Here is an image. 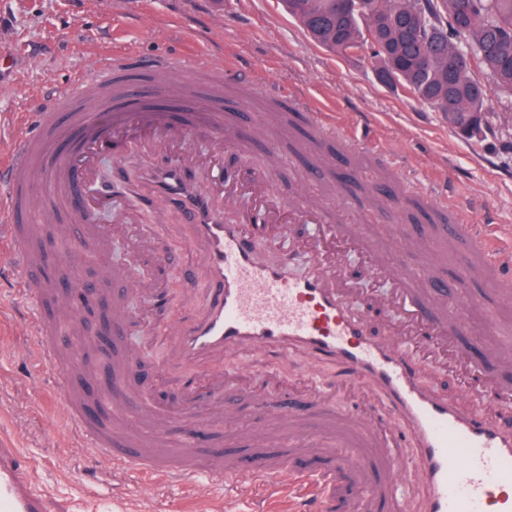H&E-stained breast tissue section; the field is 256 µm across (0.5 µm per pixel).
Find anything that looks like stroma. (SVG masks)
<instances>
[{"mask_svg":"<svg viewBox=\"0 0 512 512\" xmlns=\"http://www.w3.org/2000/svg\"><path fill=\"white\" fill-rule=\"evenodd\" d=\"M195 53L229 52L248 82L226 85L224 93L239 102L248 118L264 131L287 124L286 141H293L301 121L286 122L282 100L306 95L329 106L346 126L357 127L360 113H371L369 137L383 153L370 150L351 155L350 164L366 176L385 173L384 159L402 165L407 190L454 197L460 204L482 196L488 208L475 216L478 224L512 226V98L493 94L490 130L472 137L448 123L441 112L401 85L378 76V64L366 53L340 55L312 42L292 17L284 0H0V145L10 144L22 113L43 104L50 90L69 89L91 63L93 54L133 48L160 55L173 45ZM112 129V149L100 161L102 187L137 214L126 233L111 238L94 264L118 266L126 258L130 238L153 235L161 248L175 253L162 281L175 302L176 313L184 279L198 270V258L183 237L182 218L162 210L140 207L134 173L120 162L123 146L149 125V114L128 119L105 113ZM301 161L285 153L275 171L282 198L304 183L311 199L332 210L336 224L378 243L392 225L405 224L419 238L438 276L455 274L457 245L440 236L435 224L421 213L386 206L377 210L343 205L342 186L304 179ZM469 298L471 329L476 341L501 352L503 367L512 368V350L501 336L486 335L483 315L493 310L512 333V307L502 306L483 276H475ZM17 301L0 302V436L11 437L33 464L39 488L62 499L69 512H224L223 490L201 484L192 492L162 484L140 487L123 483L112 487L111 465L88 458L65 416L59 378L37 369L22 357L21 338L14 326ZM224 369L240 387L292 382L302 369L299 358L282 363L261 353L225 356ZM234 427L209 424L210 437L232 453H243L258 426L252 403L238 397ZM104 479L96 493H88L87 471Z\"/></svg>","mask_w":512,"mask_h":512,"instance_id":"obj_1","label":"stroma"}]
</instances>
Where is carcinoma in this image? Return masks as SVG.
Returning <instances> with one entry per match:
<instances>
[{
    "instance_id": "obj_1",
    "label": "carcinoma",
    "mask_w": 512,
    "mask_h": 512,
    "mask_svg": "<svg viewBox=\"0 0 512 512\" xmlns=\"http://www.w3.org/2000/svg\"><path fill=\"white\" fill-rule=\"evenodd\" d=\"M320 20L301 22L317 44L345 54L369 49L380 74L435 109L482 112L496 88L512 91V0H425L412 15L411 0H359L336 16L332 0H314ZM41 242L67 244L65 224L40 225Z\"/></svg>"
}]
</instances>
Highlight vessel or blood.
I'll return each mask as SVG.
<instances>
[{
    "label": "vessel or blood",
    "mask_w": 512,
    "mask_h": 512,
    "mask_svg": "<svg viewBox=\"0 0 512 512\" xmlns=\"http://www.w3.org/2000/svg\"><path fill=\"white\" fill-rule=\"evenodd\" d=\"M233 66L229 55L189 61L179 50L149 59L130 48L97 55L62 102L26 113L11 147L0 152V188L7 191L0 248L8 252L17 288L36 303L19 318L30 337L25 351L38 367L63 376L71 428L84 448L111 461L113 476L191 488L204 481L222 488L228 503L246 491L252 512H336L341 487L354 472L370 487L359 512H512V378L467 342L471 324L463 301L477 258L497 295L512 294V232L504 236L496 225L464 221L450 197L427 201L440 234L459 246L454 278L419 272L408 258L411 231L399 224L386 256L369 258L374 287H361L346 266L350 253L366 248L327 210L301 199L285 204L272 171L224 169V153L239 150L258 131L251 122L224 120V72ZM289 106L305 115L314 138L311 173L358 182L359 171L338 162L360 149L361 138L306 98ZM167 107L184 108L181 123L153 122L126 144L124 158L137 164L147 206L178 212L189 245L202 257L200 275L183 285L187 295L203 291L202 304L163 326L166 367L186 401L189 428L172 453L145 447L112 426L113 415L131 409L129 379L154 377L121 351L138 324L127 302L162 296L143 256L168 263L172 253L142 239L114 274L112 314L104 326L121 351L120 366L77 387L73 373L83 366L84 349L60 347L29 228L36 211L46 222L70 218L78 239L103 247V237L86 235L88 225L112 208L97 177L99 158L112 147L103 115ZM194 132L209 138L208 154L192 148ZM45 180L56 203L41 208L31 190ZM299 224L312 226V233L294 237ZM288 240L294 243L289 250ZM262 243L270 247L264 257L257 252ZM374 312L386 318L385 335L371 331ZM237 350L284 360L299 354L306 371L305 379L290 384L288 400L271 389L249 390L256 415L274 418L281 428L275 447L248 459L217 445L201 447L193 435L204 410L233 415L222 369L225 356ZM450 362L463 380L455 396L431 383L432 370ZM325 363L338 368L328 386L319 374ZM355 386L363 394L337 404V394ZM320 416L355 429L359 450L322 468L291 466L289 429ZM0 512H61L19 450L1 441Z\"/></svg>",
    "instance_id": "b4317fda"
}]
</instances>
